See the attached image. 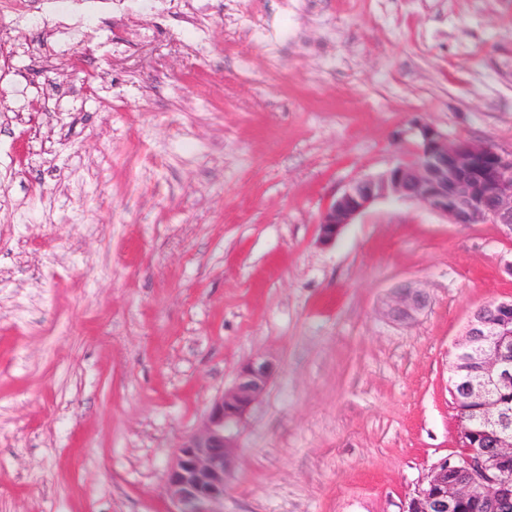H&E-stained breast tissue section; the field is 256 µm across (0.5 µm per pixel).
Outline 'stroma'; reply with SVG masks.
<instances>
[{"label": "stroma", "instance_id": "stroma-1", "mask_svg": "<svg viewBox=\"0 0 512 512\" xmlns=\"http://www.w3.org/2000/svg\"><path fill=\"white\" fill-rule=\"evenodd\" d=\"M0 0V512H170L240 367L223 512H403L512 235L384 200L418 124L512 151V0ZM430 296L413 321L394 289ZM429 303L428 294L422 289L403 285L396 289L387 308V316L394 322L412 321ZM272 372L266 360L245 364L234 385L214 400L197 428L181 442L164 487L171 512H223L244 418L264 395Z\"/></svg>", "mask_w": 512, "mask_h": 512}]
</instances>
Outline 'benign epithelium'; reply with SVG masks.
I'll use <instances>...</instances> for the list:
<instances>
[{"label":"benign epithelium","instance_id":"benign-epithelium-1","mask_svg":"<svg viewBox=\"0 0 512 512\" xmlns=\"http://www.w3.org/2000/svg\"><path fill=\"white\" fill-rule=\"evenodd\" d=\"M416 159L353 182L322 212L320 239L336 241L343 228L380 200L422 204L453 224H500L512 232V152L448 135L423 125ZM429 303L422 289L403 285L387 308L394 322L412 321ZM477 308L456 344L449 384L477 404L476 427L460 420L462 452L437 463L404 512H512V296ZM273 372L252 360L234 385L214 400L197 428L180 444L164 487L171 512H223L224 491L235 461L244 418L264 395Z\"/></svg>","mask_w":512,"mask_h":512}]
</instances>
